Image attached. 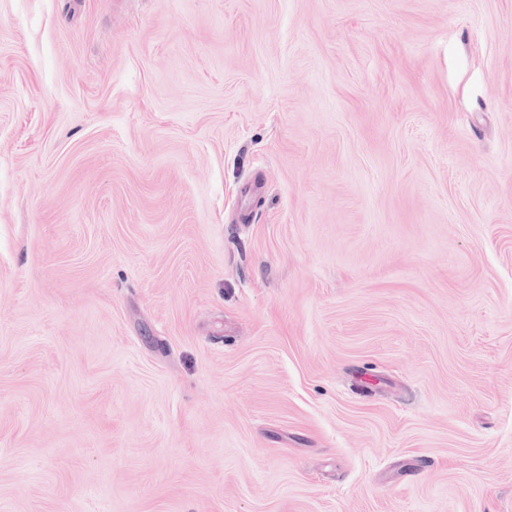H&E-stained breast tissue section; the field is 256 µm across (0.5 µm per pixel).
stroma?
<instances>
[{"label":"stroma","mask_w":512,"mask_h":512,"mask_svg":"<svg viewBox=\"0 0 512 512\" xmlns=\"http://www.w3.org/2000/svg\"><path fill=\"white\" fill-rule=\"evenodd\" d=\"M0 512H512V0H0Z\"/></svg>","instance_id":"stroma-1"}]
</instances>
